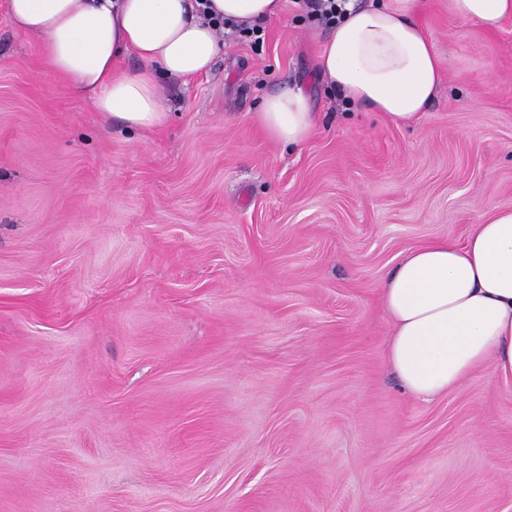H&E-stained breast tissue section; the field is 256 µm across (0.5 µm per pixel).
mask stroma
Returning a JSON list of instances; mask_svg holds the SVG:
<instances>
[{"mask_svg": "<svg viewBox=\"0 0 512 512\" xmlns=\"http://www.w3.org/2000/svg\"><path fill=\"white\" fill-rule=\"evenodd\" d=\"M418 19L417 122L330 93L285 0L129 131L0 0V512H512V380L427 403L384 357L400 254L512 207V18ZM284 85L317 114L292 149L251 119Z\"/></svg>", "mask_w": 512, "mask_h": 512, "instance_id": "obj_1", "label": "stroma"}]
</instances>
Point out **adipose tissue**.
I'll return each mask as SVG.
<instances>
[{"label": "adipose tissue", "instance_id": "1", "mask_svg": "<svg viewBox=\"0 0 512 512\" xmlns=\"http://www.w3.org/2000/svg\"><path fill=\"white\" fill-rule=\"evenodd\" d=\"M8 0L18 29L44 39V61L93 107L128 129L162 125L157 75L207 72L224 51L219 21L274 18L283 0ZM453 12L492 32L512 17V0H451ZM317 58V70L347 102L403 124L420 119L444 70L418 22L420 0L346 4ZM142 63L122 69L127 55ZM272 140L293 148L315 129L307 93L264 97L253 116ZM394 323L385 359L415 397L433 401L485 365L512 379V208H496L464 243L433 239L400 257L381 292Z\"/></svg>", "mask_w": 512, "mask_h": 512}]
</instances>
